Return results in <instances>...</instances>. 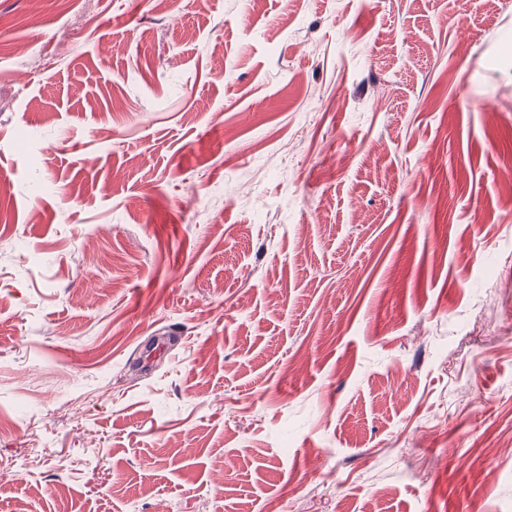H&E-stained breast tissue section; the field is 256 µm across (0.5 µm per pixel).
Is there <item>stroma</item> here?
<instances>
[{"mask_svg":"<svg viewBox=\"0 0 512 512\" xmlns=\"http://www.w3.org/2000/svg\"><path fill=\"white\" fill-rule=\"evenodd\" d=\"M0 180V512H512V0H0Z\"/></svg>","mask_w":512,"mask_h":512,"instance_id":"obj_1","label":"stroma"}]
</instances>
